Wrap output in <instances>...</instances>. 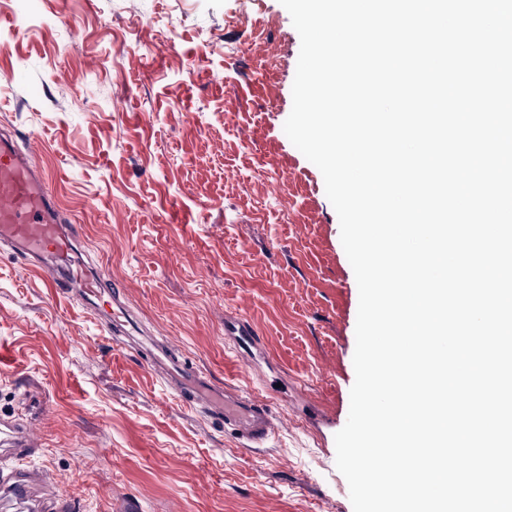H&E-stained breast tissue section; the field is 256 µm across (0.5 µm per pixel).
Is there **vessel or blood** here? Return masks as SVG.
Here are the masks:
<instances>
[{"instance_id": "b4317fda", "label": "vessel or blood", "mask_w": 512, "mask_h": 512, "mask_svg": "<svg viewBox=\"0 0 512 512\" xmlns=\"http://www.w3.org/2000/svg\"><path fill=\"white\" fill-rule=\"evenodd\" d=\"M0 242L9 245L26 268L45 271L55 295L79 297L108 328L115 346H127L132 318L120 290L79 256L78 237L62 224L45 172L32 155L4 137L0 138ZM147 366L175 389L182 404L223 419L249 446H263L272 435L274 423L265 401L227 390L220 403H211L209 381L182 362L171 346H156ZM31 445L24 428L0 423V446L8 455H27Z\"/></svg>"}]
</instances>
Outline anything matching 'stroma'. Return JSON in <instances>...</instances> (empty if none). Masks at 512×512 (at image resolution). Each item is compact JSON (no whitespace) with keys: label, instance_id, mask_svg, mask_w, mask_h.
Returning a JSON list of instances; mask_svg holds the SVG:
<instances>
[{"label":"stroma","instance_id":"1","mask_svg":"<svg viewBox=\"0 0 512 512\" xmlns=\"http://www.w3.org/2000/svg\"><path fill=\"white\" fill-rule=\"evenodd\" d=\"M301 41L280 0H0V136L30 144L144 338L265 397L247 447L0 245V420L69 512H353L335 435L358 286L320 170L284 123ZM249 319L259 356L224 335ZM0 441L11 457L26 456L32 447L26 430L12 422L1 421Z\"/></svg>","mask_w":512,"mask_h":512}]
</instances>
